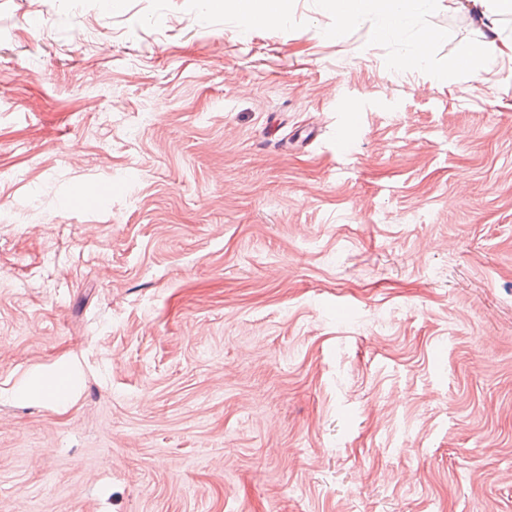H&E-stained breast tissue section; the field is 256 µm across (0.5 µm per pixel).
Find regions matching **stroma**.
<instances>
[{
	"instance_id": "obj_1",
	"label": "stroma",
	"mask_w": 512,
	"mask_h": 512,
	"mask_svg": "<svg viewBox=\"0 0 512 512\" xmlns=\"http://www.w3.org/2000/svg\"><path fill=\"white\" fill-rule=\"evenodd\" d=\"M196 2L0 0V512H512V62Z\"/></svg>"
}]
</instances>
